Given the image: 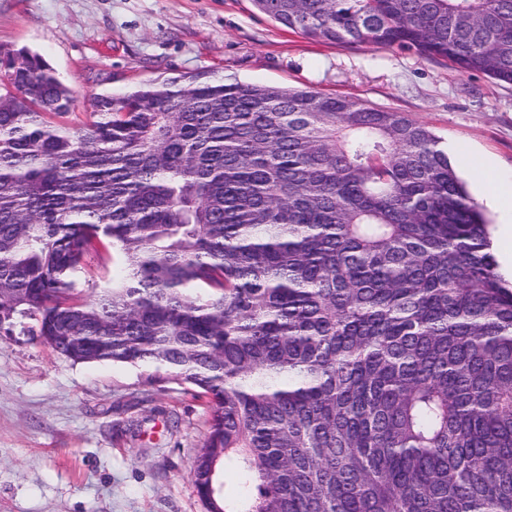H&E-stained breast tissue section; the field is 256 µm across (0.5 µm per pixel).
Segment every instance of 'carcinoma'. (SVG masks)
Masks as SVG:
<instances>
[{"label": "carcinoma", "mask_w": 512, "mask_h": 512, "mask_svg": "<svg viewBox=\"0 0 512 512\" xmlns=\"http://www.w3.org/2000/svg\"><path fill=\"white\" fill-rule=\"evenodd\" d=\"M252 3L512 84V0ZM0 70V330L202 399L206 512H512V285L427 125L197 72L95 93L73 131L40 55ZM106 244L119 272L86 297ZM116 268L112 260V246L102 247L99 252L90 253L82 268L75 274L76 288L93 289L98 293L112 282Z\"/></svg>", "instance_id": "carcinoma-1"}]
</instances>
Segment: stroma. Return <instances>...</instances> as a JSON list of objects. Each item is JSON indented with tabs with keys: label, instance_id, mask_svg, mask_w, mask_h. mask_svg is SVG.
I'll use <instances>...</instances> for the list:
<instances>
[{
	"label": "stroma",
	"instance_id": "1",
	"mask_svg": "<svg viewBox=\"0 0 512 512\" xmlns=\"http://www.w3.org/2000/svg\"><path fill=\"white\" fill-rule=\"evenodd\" d=\"M41 55L70 87L66 117L90 96L211 72L309 87L430 126L472 198L512 179V84L442 58L332 45L292 32L251 0H0V46ZM111 247L90 253L77 287L100 291ZM155 368L81 364L39 337L0 331V512H205L189 470L209 423L201 402Z\"/></svg>",
	"mask_w": 512,
	"mask_h": 512
}]
</instances>
